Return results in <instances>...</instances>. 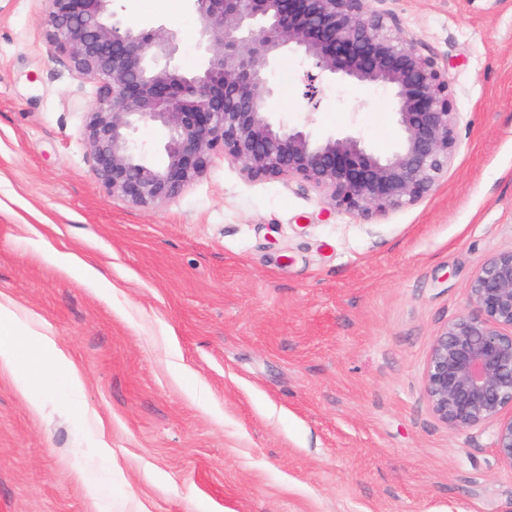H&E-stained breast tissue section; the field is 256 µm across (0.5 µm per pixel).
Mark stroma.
<instances>
[{
	"mask_svg": "<svg viewBox=\"0 0 512 512\" xmlns=\"http://www.w3.org/2000/svg\"><path fill=\"white\" fill-rule=\"evenodd\" d=\"M371 6L447 68L458 143L428 196L364 219L219 154L158 207L108 196L84 135L94 83L50 41L46 0H0V299L83 376L73 403L35 407L0 370V512H512L493 424L449 428L424 392L477 267L512 249V0ZM113 9L178 30L181 71L201 67L191 0ZM280 66L288 122L395 149L384 98L338 81L312 110L305 64ZM100 437L113 464L94 473Z\"/></svg>",
	"mask_w": 512,
	"mask_h": 512,
	"instance_id": "obj_1",
	"label": "stroma"
}]
</instances>
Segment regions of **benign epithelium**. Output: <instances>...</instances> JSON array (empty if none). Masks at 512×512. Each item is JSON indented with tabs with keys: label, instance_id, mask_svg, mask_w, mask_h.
<instances>
[{
	"label": "benign epithelium",
	"instance_id": "1",
	"mask_svg": "<svg viewBox=\"0 0 512 512\" xmlns=\"http://www.w3.org/2000/svg\"><path fill=\"white\" fill-rule=\"evenodd\" d=\"M54 46L96 84L86 115L92 171L106 193L150 208L201 177L216 154L252 179H296L334 207L365 218L414 205L448 172L457 145L448 72L373 11L369 0H194L205 63L185 74L181 37L140 30L112 0H48ZM309 62L305 98L323 81L365 84L386 97L402 137L383 156L353 133L316 134L277 115L280 53ZM166 132V161L153 166L140 125ZM473 311L437 334L425 371L434 417L449 427L495 425L499 461L512 469V250L485 259L469 284Z\"/></svg>",
	"mask_w": 512,
	"mask_h": 512
}]
</instances>
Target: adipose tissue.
Segmentation results:
<instances>
[{
	"instance_id": "obj_1",
	"label": "adipose tissue",
	"mask_w": 512,
	"mask_h": 512,
	"mask_svg": "<svg viewBox=\"0 0 512 512\" xmlns=\"http://www.w3.org/2000/svg\"><path fill=\"white\" fill-rule=\"evenodd\" d=\"M18 376L22 389L49 388L73 395L83 383L69 354L44 332L23 320L7 301H0V370Z\"/></svg>"
}]
</instances>
